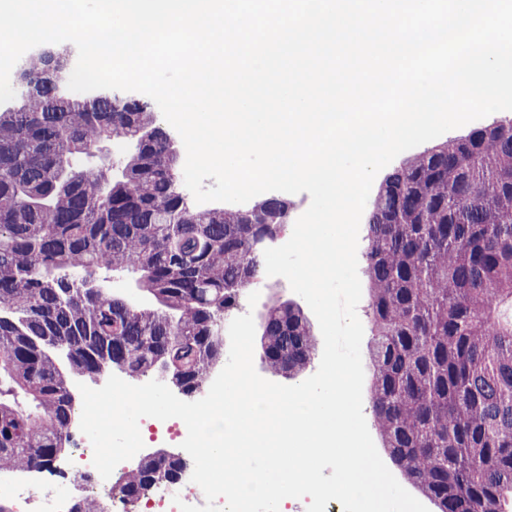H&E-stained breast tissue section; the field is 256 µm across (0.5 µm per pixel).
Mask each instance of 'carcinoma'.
<instances>
[{
    "label": "carcinoma",
    "mask_w": 512,
    "mask_h": 512,
    "mask_svg": "<svg viewBox=\"0 0 512 512\" xmlns=\"http://www.w3.org/2000/svg\"><path fill=\"white\" fill-rule=\"evenodd\" d=\"M66 42L24 60L0 106V471H29L69 446L79 375L130 378L168 366L191 396L224 365L218 330L254 281L261 247L293 202L201 206L152 103L68 88ZM117 164H75L107 141ZM371 404L383 447L438 512H507L512 499V117L417 153L390 175L367 221ZM131 272L135 306L98 272ZM275 373L316 351L300 309L272 308L261 338ZM160 450L121 491L177 480Z\"/></svg>",
    "instance_id": "obj_1"
}]
</instances>
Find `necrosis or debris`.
Here are the masks:
<instances>
[{
    "instance_id": "4bbe7bcc",
    "label": "necrosis or debris",
    "mask_w": 512,
    "mask_h": 512,
    "mask_svg": "<svg viewBox=\"0 0 512 512\" xmlns=\"http://www.w3.org/2000/svg\"><path fill=\"white\" fill-rule=\"evenodd\" d=\"M149 439H163L182 458L185 467L180 478L170 485H153L137 499L131 500L117 492L115 485L129 469L121 462L109 478H101L93 465V447L84 434H76V453L56 459L42 467L41 478L21 482L0 474V503L12 512H72L77 498L85 489H92L101 512H179V503L198 504L201 489L192 483V458L182 450L187 436L185 423L177 418L161 421L146 417L139 423Z\"/></svg>"
}]
</instances>
